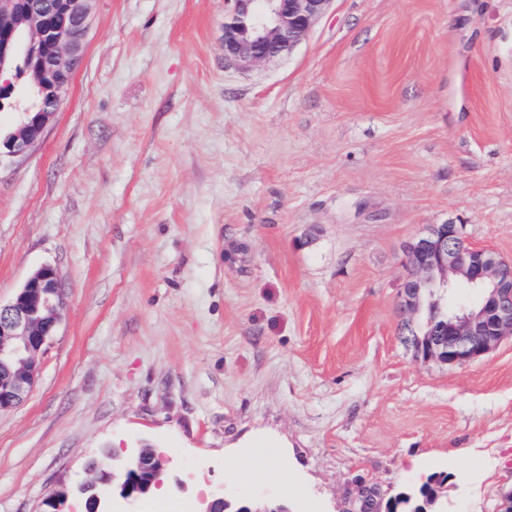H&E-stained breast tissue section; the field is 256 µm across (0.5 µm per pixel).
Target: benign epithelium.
I'll return each mask as SVG.
<instances>
[{"label":"benign epithelium","mask_w":512,"mask_h":512,"mask_svg":"<svg viewBox=\"0 0 512 512\" xmlns=\"http://www.w3.org/2000/svg\"><path fill=\"white\" fill-rule=\"evenodd\" d=\"M93 0H0V111L14 96L38 88L47 107L0 138V158L26 155L58 111L68 84L57 67L73 74L84 51ZM332 0H224V62L248 69L288 55L328 10ZM406 274L399 288L402 335L416 360L464 365L495 351L512 337V262L468 243L460 224H432L404 246ZM66 295L56 269L35 270L6 304L0 303V411L24 402L38 380L41 357L55 335ZM168 461L150 448L128 453L114 488L106 473L78 488L86 512H110L119 496L124 512L163 485ZM392 500L394 512H433V488ZM203 512H289L277 507L229 510L224 496Z\"/></svg>","instance_id":"benign-epithelium-1"}]
</instances>
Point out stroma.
I'll list each match as a JSON object with an SVG mask.
<instances>
[{"instance_id": "1", "label": "stroma", "mask_w": 512, "mask_h": 512, "mask_svg": "<svg viewBox=\"0 0 512 512\" xmlns=\"http://www.w3.org/2000/svg\"><path fill=\"white\" fill-rule=\"evenodd\" d=\"M512 259V0H333L288 55L224 64V0H94L41 140L0 161V300L67 296L0 413V512H43L101 455L222 493L359 512L448 477L512 490V338L448 367L399 333L403 244L432 224Z\"/></svg>"}]
</instances>
